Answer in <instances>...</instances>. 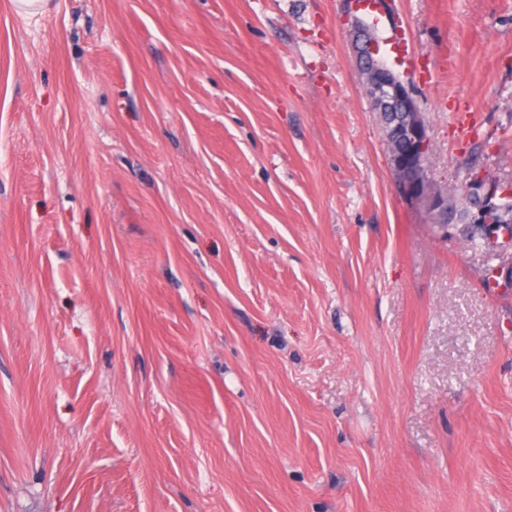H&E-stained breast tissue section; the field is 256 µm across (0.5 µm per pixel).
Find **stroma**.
Segmentation results:
<instances>
[{"label": "stroma", "instance_id": "35a3bbf8", "mask_svg": "<svg viewBox=\"0 0 512 512\" xmlns=\"http://www.w3.org/2000/svg\"><path fill=\"white\" fill-rule=\"evenodd\" d=\"M512 184V0H387ZM400 197L348 0H0V512H512V288Z\"/></svg>", "mask_w": 512, "mask_h": 512}]
</instances>
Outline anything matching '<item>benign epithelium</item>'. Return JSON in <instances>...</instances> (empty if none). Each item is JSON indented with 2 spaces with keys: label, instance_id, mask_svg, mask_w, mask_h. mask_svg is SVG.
I'll list each match as a JSON object with an SVG mask.
<instances>
[{
  "label": "benign epithelium",
  "instance_id": "1",
  "mask_svg": "<svg viewBox=\"0 0 512 512\" xmlns=\"http://www.w3.org/2000/svg\"><path fill=\"white\" fill-rule=\"evenodd\" d=\"M360 73L365 93L375 110H397L404 120L393 128L383 129L386 144L402 141L409 144L406 158L390 156L391 171L396 187L404 201L412 207H422L429 213L439 212L446 206V195L431 178L428 167V145L431 143L428 128L419 112L411 82L401 78L386 59L378 52V44L369 40L357 46ZM466 192L483 200L512 198V189L497 176L482 169L466 184ZM470 223L478 228L488 259L497 261L492 267L495 275H505L512 283V253L502 244H512V225L497 204L480 207L470 217Z\"/></svg>",
  "mask_w": 512,
  "mask_h": 512
}]
</instances>
